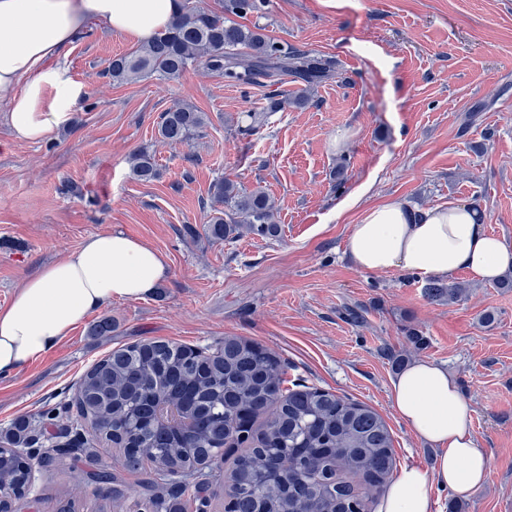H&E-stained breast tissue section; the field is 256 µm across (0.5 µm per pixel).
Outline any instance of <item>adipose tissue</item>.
<instances>
[{
  "instance_id": "ef3b65f1",
  "label": "adipose tissue",
  "mask_w": 512,
  "mask_h": 512,
  "mask_svg": "<svg viewBox=\"0 0 512 512\" xmlns=\"http://www.w3.org/2000/svg\"><path fill=\"white\" fill-rule=\"evenodd\" d=\"M177 11L176 0H0V105L14 137L41 141L69 123L85 91L58 57L90 22L143 43L167 30ZM486 221L468 203L415 210L392 198L365 210L346 249L366 271L422 277L464 270L494 281L512 270V243L486 232ZM167 272L164 256L138 240L115 232L87 237L0 308V375L57 348L106 303L149 294ZM390 406L438 455L433 468L404 467L379 512H435L434 485L465 497L486 482L489 459L472 432V409L447 369L425 359L406 364L392 382Z\"/></svg>"
}]
</instances>
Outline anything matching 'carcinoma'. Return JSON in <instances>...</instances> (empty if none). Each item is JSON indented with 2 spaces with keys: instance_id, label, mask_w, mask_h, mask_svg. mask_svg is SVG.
Instances as JSON below:
<instances>
[{
  "instance_id": "obj_1",
  "label": "carcinoma",
  "mask_w": 512,
  "mask_h": 512,
  "mask_svg": "<svg viewBox=\"0 0 512 512\" xmlns=\"http://www.w3.org/2000/svg\"><path fill=\"white\" fill-rule=\"evenodd\" d=\"M264 0H222L218 14L180 0L171 27L134 53L112 58L108 73L118 84L154 79L169 82L204 67L234 85H254L261 77L292 76L307 86L335 73V61L288 48L258 23L235 21L261 14ZM285 102L270 99L267 112ZM263 111V112H265ZM263 112L248 111L244 132L256 134ZM207 115L186 101L161 113L158 140L186 144L206 125ZM134 179L149 182L159 172L152 146L130 159ZM222 208L204 227L222 241L242 231L262 237L277 233L273 206L262 190L247 192L229 178L212 184ZM426 292L452 301L466 288L430 278ZM281 360L246 338L226 336L211 355L165 340H146L112 351L80 377L76 392L81 419L58 417L66 430L87 421L98 444L119 450L115 461L139 471L140 512H184L185 496L210 506L209 489L220 483L210 469L221 450L235 454L224 474L236 492L224 512H375L378 493L392 478L396 461L390 430L372 408L314 385L283 387ZM33 428L24 418L0 437V484L20 491L30 465L17 454ZM286 452L292 472L278 474L271 463ZM112 485V501L125 497L116 473L90 472Z\"/></svg>"
}]
</instances>
